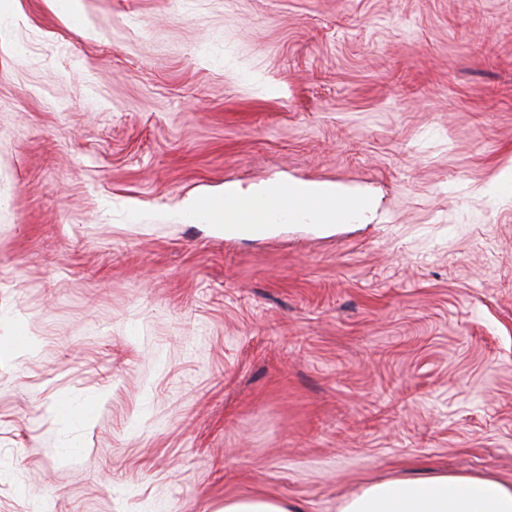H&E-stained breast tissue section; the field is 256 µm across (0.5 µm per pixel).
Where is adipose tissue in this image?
I'll return each mask as SVG.
<instances>
[{
  "instance_id": "ef3b65f1",
  "label": "adipose tissue",
  "mask_w": 512,
  "mask_h": 512,
  "mask_svg": "<svg viewBox=\"0 0 512 512\" xmlns=\"http://www.w3.org/2000/svg\"><path fill=\"white\" fill-rule=\"evenodd\" d=\"M289 197L306 210L300 221L332 227L354 223L343 213L320 215L314 207L319 195H332L331 183L296 182L286 187ZM338 512H512V482L477 475L437 473L415 479H391L366 484L342 499Z\"/></svg>"
}]
</instances>
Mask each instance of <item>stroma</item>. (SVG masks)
<instances>
[{
  "label": "stroma",
  "mask_w": 512,
  "mask_h": 512,
  "mask_svg": "<svg viewBox=\"0 0 512 512\" xmlns=\"http://www.w3.org/2000/svg\"><path fill=\"white\" fill-rule=\"evenodd\" d=\"M75 6L0 15V512L512 479V0ZM292 181L376 209L181 216ZM279 186L288 192V197L280 193L277 188L274 187L269 196L255 207L244 208L237 202L234 208H225L224 211V201L226 198L231 201L233 197L245 201L261 195L268 186H256L247 189L240 187L225 188L223 200L219 198H201L199 204L204 210L215 216H222L224 213V225L225 222L236 219L241 210L247 211L254 219H262L271 214L278 215L284 219H290L299 205L291 203L288 207L289 198L301 200L303 207L308 212L307 215L292 219L291 222L283 220L280 217H272L268 222H265L266 225L256 224L244 214L239 218L236 224L224 226V235L228 238L262 237L271 233L277 226L276 224H319V226L327 227H335V224H351L363 220L367 214L373 212L375 207L372 197L365 195L364 197L367 199L368 205L363 211L355 215L336 214V206L350 212L360 209L364 204L363 199L360 196L349 194L341 195L336 198V191L345 190L331 183L296 182ZM317 195H333L336 200L334 211L325 216L317 213L313 204V200H315Z\"/></svg>",
  "instance_id": "obj_1"
}]
</instances>
